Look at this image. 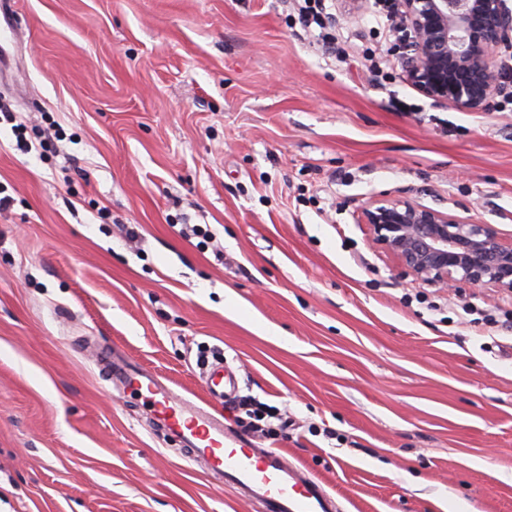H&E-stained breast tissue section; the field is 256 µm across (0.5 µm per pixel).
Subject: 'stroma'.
Returning a JSON list of instances; mask_svg holds the SVG:
<instances>
[{"label":"stroma","instance_id":"35a3bbf8","mask_svg":"<svg viewBox=\"0 0 512 512\" xmlns=\"http://www.w3.org/2000/svg\"><path fill=\"white\" fill-rule=\"evenodd\" d=\"M0 12V512H262L106 380L100 342L194 402L200 354L223 360L288 408L260 444L337 512H512V296L415 281L360 222L407 191L512 234V111L432 106L359 0L332 2V57L290 0Z\"/></svg>","mask_w":512,"mask_h":512}]
</instances>
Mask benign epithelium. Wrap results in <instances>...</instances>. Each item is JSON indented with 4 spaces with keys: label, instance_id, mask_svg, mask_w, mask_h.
Masks as SVG:
<instances>
[{
    "label": "benign epithelium",
    "instance_id": "benign-epithelium-1",
    "mask_svg": "<svg viewBox=\"0 0 512 512\" xmlns=\"http://www.w3.org/2000/svg\"><path fill=\"white\" fill-rule=\"evenodd\" d=\"M411 38L400 57L410 83L435 106L487 108L507 93L498 58L512 49V0H395ZM370 245L413 279L462 294L488 288L512 295V237L492 224L382 196L361 211Z\"/></svg>",
    "mask_w": 512,
    "mask_h": 512
}]
</instances>
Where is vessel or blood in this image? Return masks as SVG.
Instances as JSON below:
<instances>
[{
  "label": "vessel or blood",
  "instance_id": "obj_1",
  "mask_svg": "<svg viewBox=\"0 0 512 512\" xmlns=\"http://www.w3.org/2000/svg\"><path fill=\"white\" fill-rule=\"evenodd\" d=\"M109 375L121 381L125 392L142 399L153 423L183 445L186 458L203 463L219 486L259 502L263 512H334V500L319 479L289 463L280 450L257 447L206 405L172 392L151 371L118 361ZM238 385L236 373L223 364L205 374L208 402L224 401Z\"/></svg>",
  "mask_w": 512,
  "mask_h": 512
}]
</instances>
